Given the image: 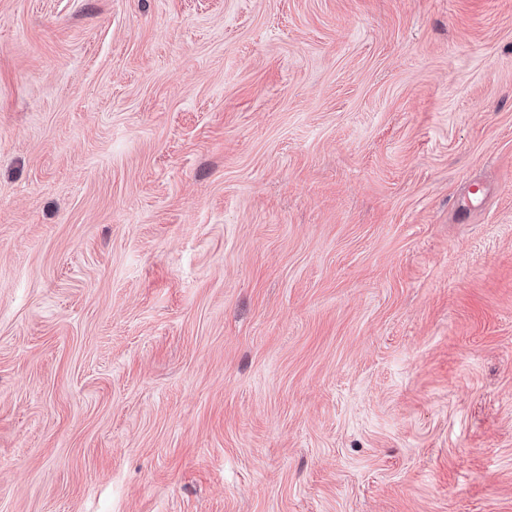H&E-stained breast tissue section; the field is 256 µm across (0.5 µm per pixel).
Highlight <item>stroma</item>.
<instances>
[{
	"label": "stroma",
	"instance_id": "1",
	"mask_svg": "<svg viewBox=\"0 0 512 512\" xmlns=\"http://www.w3.org/2000/svg\"><path fill=\"white\" fill-rule=\"evenodd\" d=\"M0 512H512V0H0Z\"/></svg>",
	"mask_w": 512,
	"mask_h": 512
}]
</instances>
